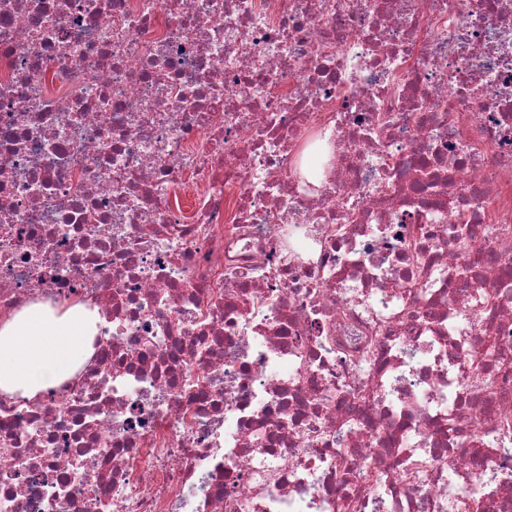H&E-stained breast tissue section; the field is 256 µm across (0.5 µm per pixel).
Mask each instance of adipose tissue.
I'll return each instance as SVG.
<instances>
[{
    "mask_svg": "<svg viewBox=\"0 0 512 512\" xmlns=\"http://www.w3.org/2000/svg\"><path fill=\"white\" fill-rule=\"evenodd\" d=\"M96 317L38 304L0 324V392L33 398L72 379L92 354Z\"/></svg>",
    "mask_w": 512,
    "mask_h": 512,
    "instance_id": "ef3b65f1",
    "label": "adipose tissue"
}]
</instances>
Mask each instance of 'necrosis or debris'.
<instances>
[{"label":"necrosis or debris","mask_w":512,"mask_h":512,"mask_svg":"<svg viewBox=\"0 0 512 512\" xmlns=\"http://www.w3.org/2000/svg\"><path fill=\"white\" fill-rule=\"evenodd\" d=\"M0 512H512V0H0ZM95 321L82 305L38 304L0 324V392L31 399L72 379L92 354Z\"/></svg>","instance_id":"4bbe7bcc"}]
</instances>
